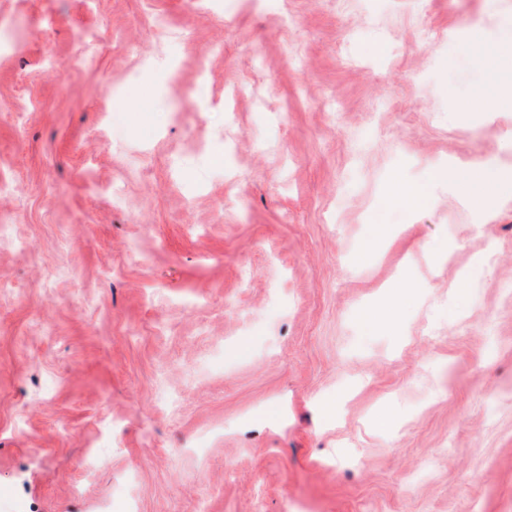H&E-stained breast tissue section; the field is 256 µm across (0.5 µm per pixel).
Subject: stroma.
<instances>
[{
	"mask_svg": "<svg viewBox=\"0 0 512 512\" xmlns=\"http://www.w3.org/2000/svg\"><path fill=\"white\" fill-rule=\"evenodd\" d=\"M1 21L0 512H512V0Z\"/></svg>",
	"mask_w": 512,
	"mask_h": 512,
	"instance_id": "1",
	"label": "stroma"
}]
</instances>
